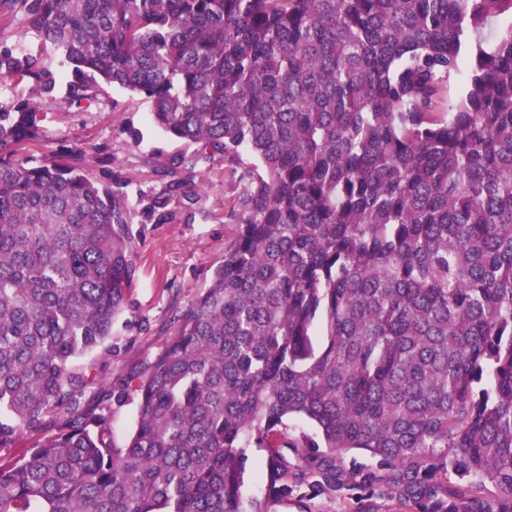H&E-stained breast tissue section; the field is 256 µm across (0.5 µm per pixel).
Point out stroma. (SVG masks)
<instances>
[{
	"label": "stroma",
	"instance_id": "stroma-1",
	"mask_svg": "<svg viewBox=\"0 0 512 512\" xmlns=\"http://www.w3.org/2000/svg\"><path fill=\"white\" fill-rule=\"evenodd\" d=\"M151 104L141 94L101 84L94 99L81 105L57 97L42 122L40 141L26 155L44 161L63 149L79 148L112 160V179L126 192L132 212L129 235L134 243V275L127 293L129 307L112 335V354L94 361L98 386L138 369L165 346L175 318L211 283L224 262V250L238 227L229 223L240 185L214 155L183 170L199 200L192 207L174 203L176 216L160 222L148 217L149 199L165 182L158 171L174 157L192 156L195 144L174 139L156 128ZM354 498L341 492L315 497L296 496L270 504V512H356Z\"/></svg>",
	"mask_w": 512,
	"mask_h": 512
}]
</instances>
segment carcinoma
I'll return each mask as SVG.
<instances>
[{
  "mask_svg": "<svg viewBox=\"0 0 512 512\" xmlns=\"http://www.w3.org/2000/svg\"><path fill=\"white\" fill-rule=\"evenodd\" d=\"M512 0H0L69 67L151 99L237 176L238 233L164 349L87 399L133 278L127 196L73 149L34 163L54 72L0 40V512H267L376 490L512 512ZM469 67L456 102L442 93ZM253 160L247 162L242 153ZM137 397L117 442L112 403ZM312 434L290 436V422ZM55 432L41 436L46 420ZM266 496L244 501L247 449ZM285 448L302 456L294 465ZM360 451L369 465H345ZM453 478H448V475ZM493 486L496 493L486 492ZM5 88V91H1L0 86V108L3 109H8L13 102L19 99L37 100L40 98L39 88L32 83L13 84Z\"/></svg>",
  "mask_w": 512,
  "mask_h": 512,
  "instance_id": "obj_1",
  "label": "carcinoma"
}]
</instances>
